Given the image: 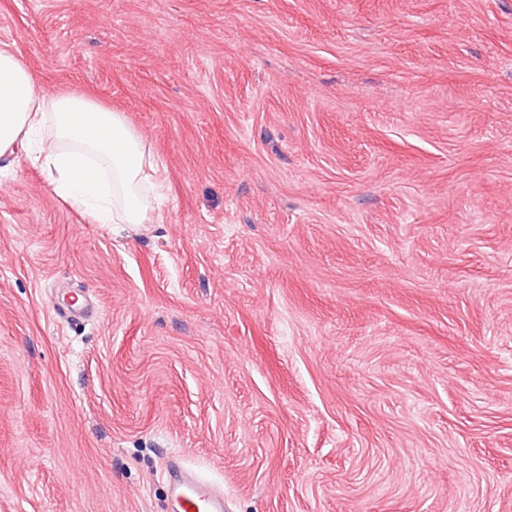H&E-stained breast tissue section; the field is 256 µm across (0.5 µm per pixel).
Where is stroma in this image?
<instances>
[{
  "label": "stroma",
  "mask_w": 512,
  "mask_h": 512,
  "mask_svg": "<svg viewBox=\"0 0 512 512\" xmlns=\"http://www.w3.org/2000/svg\"><path fill=\"white\" fill-rule=\"evenodd\" d=\"M3 45L163 192L0 162V512H173V458L224 512H512V0H0Z\"/></svg>",
  "instance_id": "1"
}]
</instances>
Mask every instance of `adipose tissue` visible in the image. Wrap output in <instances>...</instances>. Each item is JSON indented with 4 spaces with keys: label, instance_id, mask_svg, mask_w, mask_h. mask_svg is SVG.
Returning <instances> with one entry per match:
<instances>
[{
    "label": "adipose tissue",
    "instance_id": "adipose-tissue-1",
    "mask_svg": "<svg viewBox=\"0 0 512 512\" xmlns=\"http://www.w3.org/2000/svg\"><path fill=\"white\" fill-rule=\"evenodd\" d=\"M27 161L93 224H147L154 160L122 113L80 94H44L0 48V157Z\"/></svg>",
    "mask_w": 512,
    "mask_h": 512
}]
</instances>
